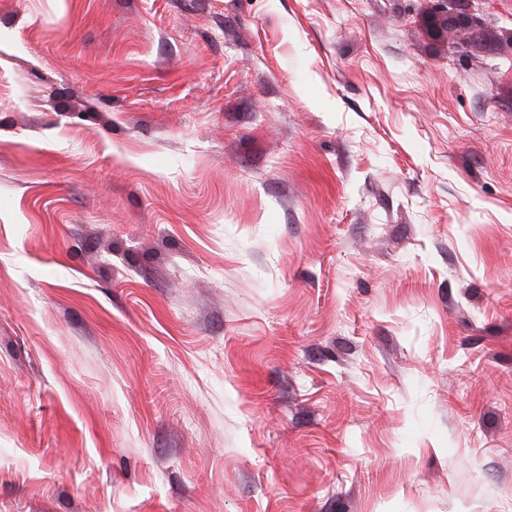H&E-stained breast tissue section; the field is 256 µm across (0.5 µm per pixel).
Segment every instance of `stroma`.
Segmentation results:
<instances>
[{
    "label": "stroma",
    "mask_w": 512,
    "mask_h": 512,
    "mask_svg": "<svg viewBox=\"0 0 512 512\" xmlns=\"http://www.w3.org/2000/svg\"><path fill=\"white\" fill-rule=\"evenodd\" d=\"M0 0V512H512V0Z\"/></svg>",
    "instance_id": "1"
}]
</instances>
